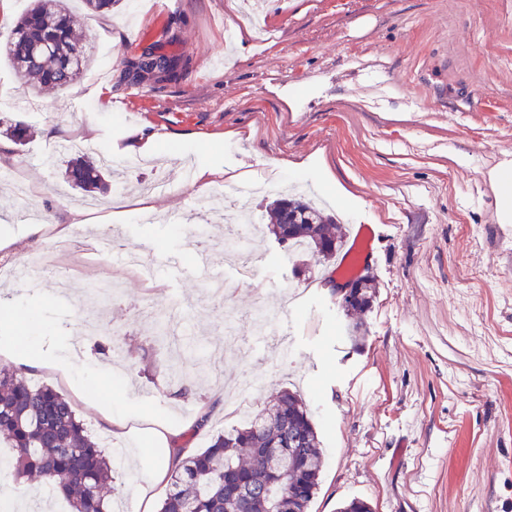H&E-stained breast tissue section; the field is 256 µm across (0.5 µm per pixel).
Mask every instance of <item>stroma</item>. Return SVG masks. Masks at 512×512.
Segmentation results:
<instances>
[{"instance_id":"stroma-1","label":"stroma","mask_w":512,"mask_h":512,"mask_svg":"<svg viewBox=\"0 0 512 512\" xmlns=\"http://www.w3.org/2000/svg\"><path fill=\"white\" fill-rule=\"evenodd\" d=\"M231 2L176 0L168 12L120 0L94 15L71 0L91 34V69L44 95L45 111L0 114V212L41 225L31 234L14 224L0 261L22 264L74 223L84 243L109 237L106 276L123 286L90 330L84 297L94 273L74 274L62 290L45 276L11 283L0 316L19 315L17 346L39 357L78 338L92 369L81 397L50 369L17 372L70 397L112 457V512H131L134 484L166 454L159 432L197 452L234 426L224 384L243 374L260 380L261 400L289 389L308 404L322 448L312 512H336L354 496L375 512H512V223L498 222L499 197L482 177L512 164V0H269L275 37L264 43ZM152 43L179 60L178 72L136 82L123 62ZM291 86L304 93L294 112L283 97ZM116 100L125 111H111ZM18 121L30 130L22 145L5 133ZM135 138L154 143L153 166L124 154ZM92 142L112 168L95 210L64 178ZM214 158L272 183L250 201L266 267L237 286L229 333L185 230L194 211L222 215L233 202L223 174L204 193L183 178V168ZM160 170L173 183L150 212L139 187ZM300 186L342 218L344 235L372 225L375 298L365 312L347 314L328 289H311L335 262L290 253L265 232L273 203ZM129 250L154 263L193 339L220 350L217 363L187 361V394L169 381L171 344L139 311L146 290L124 263ZM260 303L292 337L291 357L274 345L236 353L255 336ZM356 320L365 329L357 345L347 333ZM113 343L117 353H100ZM103 402L129 413L126 429L113 428ZM18 488L26 512H68L65 499L35 481L17 486L0 468V496Z\"/></svg>"}]
</instances>
